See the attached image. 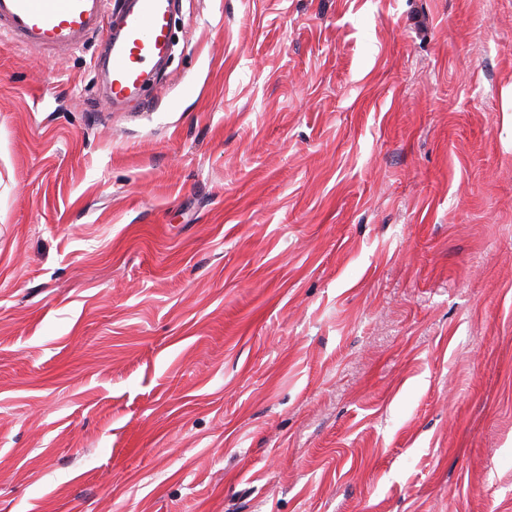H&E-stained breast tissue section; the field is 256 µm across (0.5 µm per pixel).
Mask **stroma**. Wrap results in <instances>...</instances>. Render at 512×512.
<instances>
[{
    "mask_svg": "<svg viewBox=\"0 0 512 512\" xmlns=\"http://www.w3.org/2000/svg\"><path fill=\"white\" fill-rule=\"evenodd\" d=\"M0 46V512H512V0H178ZM175 0H0V39L31 53L70 55L94 35L105 54L106 101L138 95L147 67L168 53ZM118 31V35L114 33Z\"/></svg>",
    "mask_w": 512,
    "mask_h": 512,
    "instance_id": "1",
    "label": "stroma"
}]
</instances>
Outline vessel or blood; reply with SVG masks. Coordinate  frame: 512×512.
<instances>
[{"label": "vessel or blood", "mask_w": 512, "mask_h": 512, "mask_svg": "<svg viewBox=\"0 0 512 512\" xmlns=\"http://www.w3.org/2000/svg\"><path fill=\"white\" fill-rule=\"evenodd\" d=\"M175 0H0V43L68 55L92 36L105 47L107 103L138 95L147 68L163 58Z\"/></svg>", "instance_id": "1"}]
</instances>
